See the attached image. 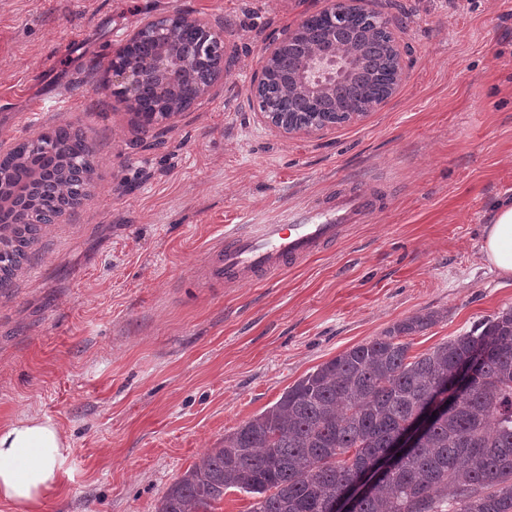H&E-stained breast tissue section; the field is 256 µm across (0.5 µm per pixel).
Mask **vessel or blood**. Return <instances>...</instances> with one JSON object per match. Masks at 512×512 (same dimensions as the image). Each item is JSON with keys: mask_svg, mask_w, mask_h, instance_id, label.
<instances>
[{"mask_svg": "<svg viewBox=\"0 0 512 512\" xmlns=\"http://www.w3.org/2000/svg\"><path fill=\"white\" fill-rule=\"evenodd\" d=\"M374 191L349 187L336 200L314 199L288 209L276 224H236L211 251L215 277L235 286L283 271L345 237L378 210Z\"/></svg>", "mask_w": 512, "mask_h": 512, "instance_id": "vessel-or-blood-1", "label": "vessel or blood"}]
</instances>
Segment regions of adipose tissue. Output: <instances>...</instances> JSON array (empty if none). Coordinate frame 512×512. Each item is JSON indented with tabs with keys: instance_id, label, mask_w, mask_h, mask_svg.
Listing matches in <instances>:
<instances>
[{
	"instance_id": "obj_1",
	"label": "adipose tissue",
	"mask_w": 512,
	"mask_h": 512,
	"mask_svg": "<svg viewBox=\"0 0 512 512\" xmlns=\"http://www.w3.org/2000/svg\"><path fill=\"white\" fill-rule=\"evenodd\" d=\"M482 256L500 276L512 277V199L500 201L484 228ZM71 454L60 428L26 415L0 427V500L15 512H35L54 492Z\"/></svg>"
}]
</instances>
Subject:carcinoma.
<instances>
[{
    "mask_svg": "<svg viewBox=\"0 0 512 512\" xmlns=\"http://www.w3.org/2000/svg\"><path fill=\"white\" fill-rule=\"evenodd\" d=\"M373 68L381 77L368 105L391 89L389 56L377 55ZM273 81L286 114L294 102L288 76L276 73ZM163 109L148 87L133 107L142 118ZM92 155L83 132L60 124L4 157L5 186L21 185L27 197L0 213V235L10 247L1 286L22 270L42 211L62 216L87 194ZM439 319L436 311L408 317L319 365L203 453L167 487L157 512H211L232 489L255 499L252 512H332L356 469L388 453L393 434L469 361L476 365L469 391L455 396L397 469L372 486L358 512H512V308L410 354L404 338Z\"/></svg>",
    "mask_w": 512,
    "mask_h": 512,
    "instance_id": "cac0c4a2",
    "label": "carcinoma"
}]
</instances>
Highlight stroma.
Here are the masks:
<instances>
[{
	"mask_svg": "<svg viewBox=\"0 0 512 512\" xmlns=\"http://www.w3.org/2000/svg\"><path fill=\"white\" fill-rule=\"evenodd\" d=\"M325 0H0V143L72 123L95 187L44 225L0 291V427L26 414L72 448L37 512H156L206 449L298 379L408 316L422 353L512 307L483 261L512 197V0H372L413 65L380 108L307 136L250 106L274 33ZM224 24L231 61L197 105L143 128L113 94L121 39L150 16ZM370 184L381 210L327 251L240 286L204 276L229 224Z\"/></svg>",
	"mask_w": 512,
	"mask_h": 512,
	"instance_id": "35a3bbf8",
	"label": "stroma"
}]
</instances>
